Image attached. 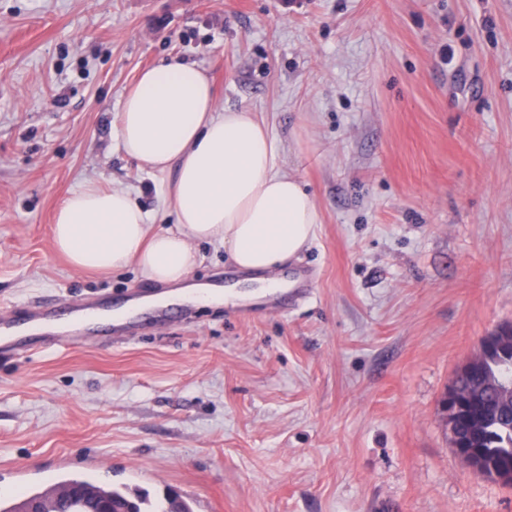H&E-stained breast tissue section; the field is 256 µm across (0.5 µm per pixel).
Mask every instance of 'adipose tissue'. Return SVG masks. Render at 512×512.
I'll list each match as a JSON object with an SVG mask.
<instances>
[{
	"label": "adipose tissue",
	"mask_w": 512,
	"mask_h": 512,
	"mask_svg": "<svg viewBox=\"0 0 512 512\" xmlns=\"http://www.w3.org/2000/svg\"><path fill=\"white\" fill-rule=\"evenodd\" d=\"M118 147L139 167L174 171L162 203L173 229L154 221L133 193L94 183L58 207L53 240L78 270L137 264L162 285L184 282L199 262L192 241L223 244L240 270L261 274L262 287L310 244L320 213L296 177L276 170V149L248 110H218L199 67L167 59L146 69L125 97Z\"/></svg>",
	"instance_id": "adipose-tissue-1"
}]
</instances>
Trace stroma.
Masks as SVG:
<instances>
[{
  "instance_id": "1",
  "label": "stroma",
  "mask_w": 512,
  "mask_h": 512,
  "mask_svg": "<svg viewBox=\"0 0 512 512\" xmlns=\"http://www.w3.org/2000/svg\"><path fill=\"white\" fill-rule=\"evenodd\" d=\"M177 56L266 127L320 222L308 297L106 322L0 357V498L95 474L193 512H512L442 401L512 324V0H0V312L156 293L77 271L52 220L87 180L156 211L117 149L139 74Z\"/></svg>"
}]
</instances>
